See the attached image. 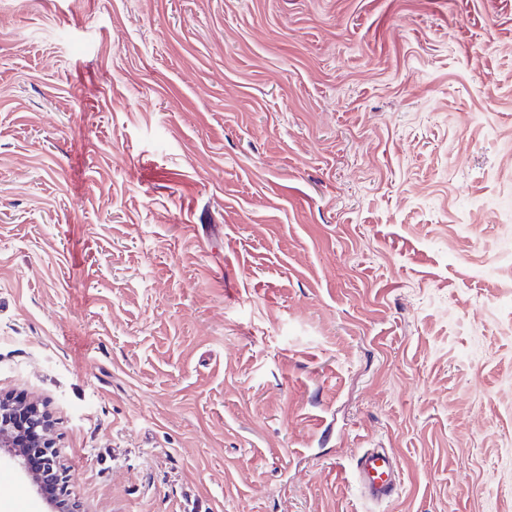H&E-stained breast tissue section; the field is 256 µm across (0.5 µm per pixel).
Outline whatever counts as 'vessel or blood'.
<instances>
[{
	"label": "vessel or blood",
	"mask_w": 512,
	"mask_h": 512,
	"mask_svg": "<svg viewBox=\"0 0 512 512\" xmlns=\"http://www.w3.org/2000/svg\"><path fill=\"white\" fill-rule=\"evenodd\" d=\"M352 470L355 487L362 499L387 503L397 497L401 467L390 449L360 451L353 460Z\"/></svg>",
	"instance_id": "b4317fda"
}]
</instances>
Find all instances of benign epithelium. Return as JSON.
Returning a JSON list of instances; mask_svg holds the SVG:
<instances>
[{"label":"benign epithelium","mask_w":512,"mask_h":512,"mask_svg":"<svg viewBox=\"0 0 512 512\" xmlns=\"http://www.w3.org/2000/svg\"><path fill=\"white\" fill-rule=\"evenodd\" d=\"M21 408L0 397V452L5 454L20 472L38 489L54 483L58 493L48 504L49 512H87L84 503L68 493L65 475L50 438L52 420L38 410L19 417ZM40 457V467L34 471L28 459Z\"/></svg>","instance_id":"benign-epithelium-1"}]
</instances>
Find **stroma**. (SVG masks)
I'll list each match as a JSON object with an SVG mask.
<instances>
[{
    "label": "stroma",
    "mask_w": 512,
    "mask_h": 512,
    "mask_svg": "<svg viewBox=\"0 0 512 512\" xmlns=\"http://www.w3.org/2000/svg\"><path fill=\"white\" fill-rule=\"evenodd\" d=\"M508 252L512 0H0V394L88 512H512ZM352 470L355 487L362 499L387 503L397 497L401 467L390 449L360 451L353 460Z\"/></svg>",
    "instance_id": "1"
}]
</instances>
